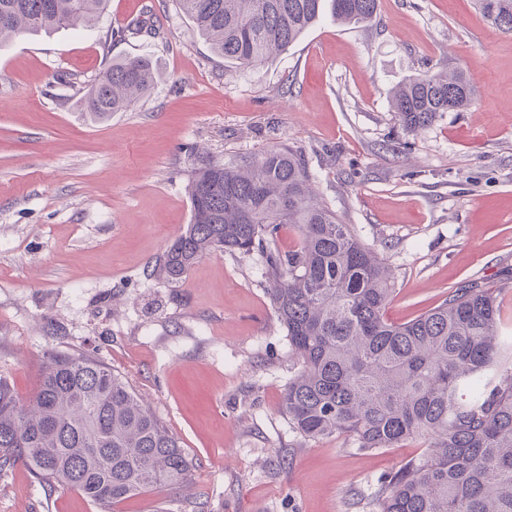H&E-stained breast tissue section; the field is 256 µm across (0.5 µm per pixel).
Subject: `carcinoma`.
Returning <instances> with one entry per match:
<instances>
[{
  "instance_id": "carcinoma-1",
  "label": "carcinoma",
  "mask_w": 512,
  "mask_h": 512,
  "mask_svg": "<svg viewBox=\"0 0 512 512\" xmlns=\"http://www.w3.org/2000/svg\"><path fill=\"white\" fill-rule=\"evenodd\" d=\"M213 51L239 65L285 52L325 11L368 23L378 0H176ZM108 0H0V39L75 28ZM489 24L512 34V0H478ZM143 59L113 63L83 94L106 120L147 94ZM478 86L463 70L416 76L391 109L415 131L462 112ZM190 224L151 275L176 283L200 260L229 252L265 258L269 298L300 364L282 407L299 433L344 435L358 448L426 442L384 477L375 512H512V337L504 281L452 288L438 305L394 324L384 262L319 201L302 152L272 148L226 167L204 162L189 184ZM289 224L300 247L276 246ZM29 468L47 489L74 488L115 509L129 498L182 485L190 463L179 441L121 376L84 356L55 353L23 400L0 376V473Z\"/></svg>"
}]
</instances>
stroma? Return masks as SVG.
Masks as SVG:
<instances>
[{
  "label": "stroma",
  "instance_id": "35a3bbf8",
  "mask_svg": "<svg viewBox=\"0 0 512 512\" xmlns=\"http://www.w3.org/2000/svg\"><path fill=\"white\" fill-rule=\"evenodd\" d=\"M146 10L153 32L127 33ZM134 58L152 90L90 118L84 87ZM453 69L476 80L475 103L404 130L394 91ZM283 144L384 259L389 321L512 270V34L477 0H379L371 22L321 20L252 66L216 55L176 0H110L78 28L0 45V375L26 399L50 354H83L147 403L189 476L122 512H372L381 477L423 451L298 433L281 401L299 364L261 254L209 256L177 283L150 275L190 222L200 155L230 165ZM0 512L105 510L19 465L0 475Z\"/></svg>",
  "mask_w": 512,
  "mask_h": 512
}]
</instances>
